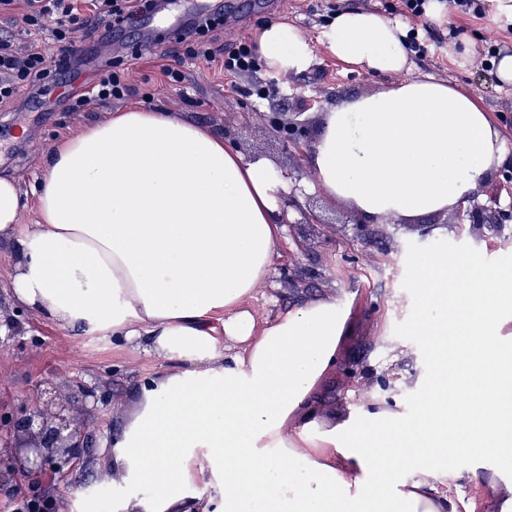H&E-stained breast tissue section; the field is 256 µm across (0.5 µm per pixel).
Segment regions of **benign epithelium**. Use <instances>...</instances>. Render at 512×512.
Here are the masks:
<instances>
[{
    "instance_id": "benign-epithelium-1",
    "label": "benign epithelium",
    "mask_w": 512,
    "mask_h": 512,
    "mask_svg": "<svg viewBox=\"0 0 512 512\" xmlns=\"http://www.w3.org/2000/svg\"><path fill=\"white\" fill-rule=\"evenodd\" d=\"M268 123L288 153H299L306 137L305 124L271 112ZM41 406L12 420L15 466L0 469V484L22 482L50 468L63 467L85 448L88 423L74 416L88 391L78 385L49 381L41 389Z\"/></svg>"
}]
</instances>
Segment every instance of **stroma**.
<instances>
[{
  "instance_id": "stroma-1",
  "label": "stroma",
  "mask_w": 512,
  "mask_h": 512,
  "mask_svg": "<svg viewBox=\"0 0 512 512\" xmlns=\"http://www.w3.org/2000/svg\"><path fill=\"white\" fill-rule=\"evenodd\" d=\"M219 42L231 47L239 41L255 43L263 27L280 20L295 26L308 39L313 64L307 71L278 77L260 67L256 77L224 73L219 67L182 63L184 46L169 40L155 46L144 41L138 24L113 33L111 39L85 40V62L120 60L132 88L130 101L167 112H182L194 121L227 130V138L245 156L271 159L297 178L298 158L288 156L267 125L270 112H298L317 124L322 112L353 97L377 92L400 78L432 76L468 93L497 126L504 142L505 160L490 172L496 183L494 198L479 195L448 211L425 214L407 222L350 223L352 208L317 189L303 198L304 209L320 216L317 224L300 223L292 212L287 240L282 246L278 274L259 288L264 300L277 296L280 304L325 295L349 309L335 371L325 382L323 400L344 412L361 409L360 390L374 400L398 405L414 416L419 403L415 381L428 372V347L410 327L419 313L414 293L413 265L433 253L477 254L490 264L512 255V88L491 76L492 62L512 54V31L501 24L499 8L484 18L446 11L443 20L404 14L398 0H223ZM366 9L403 22L416 32L423 53L410 57L404 75H380L336 60L320 41L323 26L336 12ZM470 42L475 53L460 62L455 42ZM180 63L181 84L172 86L160 74L164 64ZM269 88L259 97L255 80ZM46 94L21 92L15 108L0 112V170L21 176L30 185L39 175L44 152L77 129L66 113V94L77 85L68 75ZM493 204L497 224L471 223L472 208ZM11 244H0V314L17 317L21 327L0 345V462L10 463L9 423L18 412L40 404L41 385L66 379L90 390L85 414L88 446L64 468L63 475L46 472L16 486L0 485V512H13L17 500L33 493L44 499L48 512H88L96 506L112 512L111 496H99L107 480L101 462L107 441L125 423L132 406L129 397L137 381L158 365L143 355L113 346L111 337L85 336L53 323L18 314L6 289Z\"/></svg>"
}]
</instances>
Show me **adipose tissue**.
<instances>
[{"instance_id": "obj_1", "label": "adipose tissue", "mask_w": 512, "mask_h": 512, "mask_svg": "<svg viewBox=\"0 0 512 512\" xmlns=\"http://www.w3.org/2000/svg\"><path fill=\"white\" fill-rule=\"evenodd\" d=\"M407 36L358 10L321 33L338 60L381 74L407 67ZM258 46L280 75L312 63L286 23ZM503 158L487 113L429 77L322 113L310 165L332 198L386 222L464 202ZM287 193L268 159L138 104L55 144L30 191L0 172L14 301L161 364L104 459L125 486L113 512H457L448 492L465 477L482 488L466 512L492 495L512 512V483L486 472L512 467V263L419 258L414 329L430 371L416 421L372 403L330 423L322 387L347 311L322 296L263 319L251 309L280 257Z\"/></svg>"}]
</instances>
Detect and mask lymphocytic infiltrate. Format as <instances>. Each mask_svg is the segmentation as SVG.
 Wrapping results in <instances>:
<instances>
[{"label": "lymphocytic infiltrate", "instance_id": "1", "mask_svg": "<svg viewBox=\"0 0 512 512\" xmlns=\"http://www.w3.org/2000/svg\"><path fill=\"white\" fill-rule=\"evenodd\" d=\"M91 4L90 12L81 15L75 13L71 0H0V12L14 10L18 5L23 8L15 29L0 31L1 108L11 107L22 89L46 88L58 73L69 70L81 52V39L124 27L137 14L154 7L153 0H91ZM50 17L55 18L56 25L49 29V50L27 46L26 37L45 29L44 22ZM206 28V23H199L195 38L187 40V59L221 62L224 70L234 75L255 71L250 46L242 43L217 51Z\"/></svg>", "mask_w": 512, "mask_h": 512}]
</instances>
